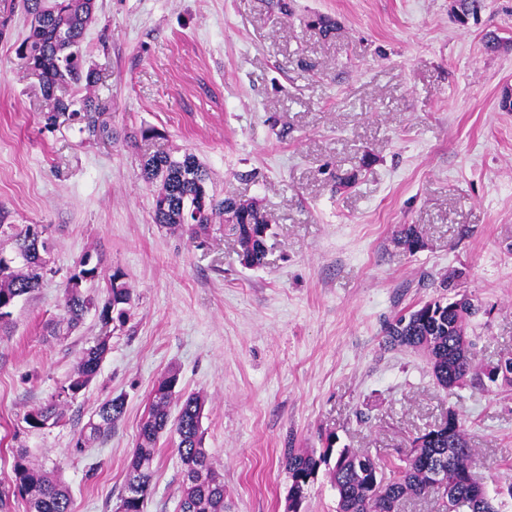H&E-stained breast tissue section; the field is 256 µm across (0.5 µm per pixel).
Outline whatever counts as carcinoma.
<instances>
[{
    "label": "carcinoma",
    "mask_w": 512,
    "mask_h": 512,
    "mask_svg": "<svg viewBox=\"0 0 512 512\" xmlns=\"http://www.w3.org/2000/svg\"><path fill=\"white\" fill-rule=\"evenodd\" d=\"M30 21L29 35L17 47L22 64L39 79L43 96L51 111L69 112L83 121L84 129L94 134L105 131L98 125L101 107L91 93L99 82L98 71L84 59L86 32L95 20L97 0H23ZM71 87L72 97L57 95ZM142 170L145 179L158 184L154 220L158 224L180 229L198 239L208 234L211 224L224 217V231L233 236L249 258L251 266L265 264L266 238L271 224L265 213L248 205L237 204L234 197L219 199L210 192L209 171L192 153L174 156L158 153L148 157ZM13 244L15 257L0 252V321L10 316V309L24 295L31 293L50 271L46 238L32 233V225L17 229L0 224V236ZM400 239L414 252L423 246L420 232L408 226ZM99 264L87 254L71 276L75 281H92L98 277ZM115 272L103 299L72 286L67 289L65 309L69 329L77 328L85 314L93 309L108 325L123 322L128 315L131 289ZM479 307L466 302L451 308L444 300H434L407 315L401 314L384 328V344L390 348H409L422 353L431 366L437 383L452 390L470 385L481 389L494 382L493 370L479 369L473 362L467 328ZM108 352L101 340L82 353L77 371L62 388L65 396L84 391L92 381ZM177 376L169 374L154 389L147 418L140 426L138 442L128 467L126 484L119 497L117 512H144L150 486L157 442L167 431L178 436V453L184 466L180 512H224V479L212 467L202 448L200 417L204 399L189 395L180 401L176 416L170 404L177 386ZM125 413L121 395L103 401L96 418L81 432L76 447L83 448L96 437L111 432ZM62 418L57 402L33 409L26 423L33 430L56 425ZM327 439L322 452L291 450L285 460L290 487L289 507L300 512L308 487L321 465L329 467L331 483L338 498L337 512H396L408 497L432 495L441 512H503L493 503L482 485L472 475L479 463L476 449L469 445L466 429L452 408L435 428L412 440L404 465L390 468L354 448H333ZM443 472L444 484L433 479V471ZM14 492L25 497L28 512H71L68 493L63 485L49 479L28 452L14 456Z\"/></svg>",
    "instance_id": "cac0c4a2"
}]
</instances>
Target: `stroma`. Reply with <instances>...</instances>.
<instances>
[{"label": "stroma", "mask_w": 512, "mask_h": 512, "mask_svg": "<svg viewBox=\"0 0 512 512\" xmlns=\"http://www.w3.org/2000/svg\"><path fill=\"white\" fill-rule=\"evenodd\" d=\"M97 0L84 42L101 74L103 133L48 122L17 59L22 0H0V222L48 227L51 274L0 321V491L26 449L69 489L71 512H114L152 391L204 400L202 446L225 512H285L289 449L340 448L401 464L455 410L489 496L512 472V388L439 387L422 353L387 349L395 315L440 297L480 311L474 362L512 355V0L458 24L451 0ZM336 23L323 37L314 21ZM504 41L487 52L483 37ZM152 137H143L144 129ZM190 152L221 197L258 200L273 228L263 267L241 265L213 224L205 242L156 224L144 158ZM355 183L337 186L339 175ZM424 245L409 252L400 230ZM132 291L125 324L88 312L68 329L65 290L84 254ZM109 350L59 425L31 430L100 336ZM112 431L77 448L99 404ZM177 438L163 435L145 512H180ZM125 398L121 395L103 401L96 413V418L88 423L86 431L82 430L76 441L77 448H84L86 444L96 437L111 432L125 413Z\"/></svg>", "instance_id": "35a3bbf8"}]
</instances>
